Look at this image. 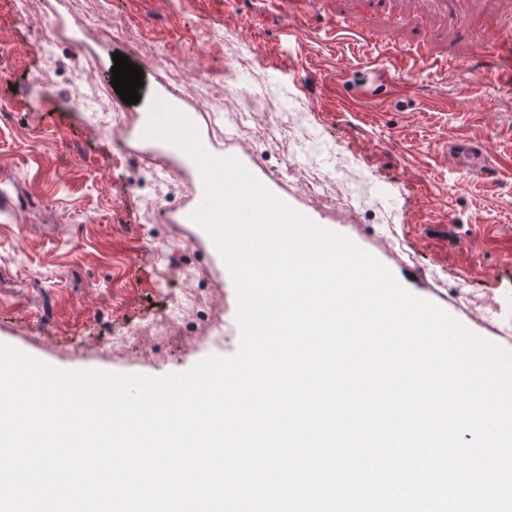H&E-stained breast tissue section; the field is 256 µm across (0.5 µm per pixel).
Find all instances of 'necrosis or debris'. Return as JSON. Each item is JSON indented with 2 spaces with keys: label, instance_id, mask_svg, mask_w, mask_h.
<instances>
[{
  "label": "necrosis or debris",
  "instance_id": "4bbe7bcc",
  "mask_svg": "<svg viewBox=\"0 0 512 512\" xmlns=\"http://www.w3.org/2000/svg\"><path fill=\"white\" fill-rule=\"evenodd\" d=\"M251 65L250 56L235 48L228 49L224 55L222 71L194 74L191 79L179 82L178 94L180 98L193 101L204 112L220 111L224 104L229 103L237 112L271 114L274 110L272 103L255 100L236 87L239 72ZM92 73L93 68L89 65L71 70L70 80L76 89L74 104L87 112L89 123L96 135L119 137L126 127L125 117L129 107L113 95L107 83L94 79ZM177 273L185 281L186 287L169 294L164 317L149 326L139 323L122 328L113 334V344H127L129 340L144 335L150 329L166 333L170 324L175 321L210 318L211 312L205 305V274L201 264L179 262Z\"/></svg>",
  "mask_w": 512,
  "mask_h": 512
}]
</instances>
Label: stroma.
I'll list each match as a JSON object with an SVG mask.
<instances>
[{
  "label": "stroma",
  "mask_w": 512,
  "mask_h": 512,
  "mask_svg": "<svg viewBox=\"0 0 512 512\" xmlns=\"http://www.w3.org/2000/svg\"><path fill=\"white\" fill-rule=\"evenodd\" d=\"M307 8L304 23L288 0H111V16L140 34L132 49L78 27L67 0H39L27 20L0 0V195L14 205L0 214V344L60 370L149 377L237 351L234 283L210 234L191 219L205 191L201 172L180 149L143 136L155 99L172 100L173 81L155 59L192 56L221 30L258 54L239 89L274 100L280 117L306 112L309 126L295 141L248 115L258 140L224 139L225 156L371 253L409 291L512 350V85L470 80L481 44L501 41V24L512 23V0H467L452 25L437 0H307ZM335 16L369 23L389 52L336 41L328 27ZM44 26L58 30L63 61L93 58L102 81L116 52L142 69L122 147L95 136L86 113L71 109L68 69L56 74L54 97L36 93ZM422 38L458 61L455 77L413 66ZM339 82L340 97L330 92ZM398 83L411 85L407 98L396 96ZM124 150L155 159L185 186L158 203L153 223L143 219L152 188L121 164ZM277 168L287 178H274ZM319 170L366 205L350 218L311 197L306 176ZM177 247L204 263L218 330L184 325L176 336L112 347L114 330L160 317L169 290L183 288L172 264Z\"/></svg>",
  "instance_id": "1"
}]
</instances>
